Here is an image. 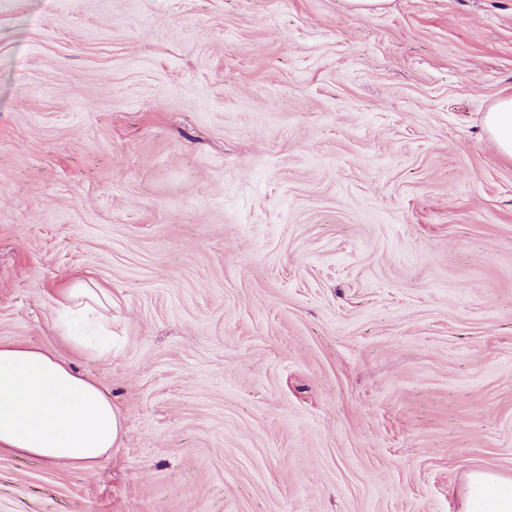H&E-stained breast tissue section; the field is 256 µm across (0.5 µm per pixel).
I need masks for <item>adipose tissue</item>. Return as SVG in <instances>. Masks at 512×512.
<instances>
[{
  "label": "adipose tissue",
  "mask_w": 512,
  "mask_h": 512,
  "mask_svg": "<svg viewBox=\"0 0 512 512\" xmlns=\"http://www.w3.org/2000/svg\"><path fill=\"white\" fill-rule=\"evenodd\" d=\"M483 124L498 153L511 160L512 96L498 98ZM108 301L103 289L82 281L66 289L56 313L75 346L111 353V336L97 329L99 309ZM122 434L119 410L95 384L49 352L0 346L1 448L89 467L108 458ZM460 512H512V479L473 472Z\"/></svg>",
  "instance_id": "ef3b65f1"
}]
</instances>
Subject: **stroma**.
Wrapping results in <instances>:
<instances>
[{
  "instance_id": "35a3bbf8",
  "label": "stroma",
  "mask_w": 512,
  "mask_h": 512,
  "mask_svg": "<svg viewBox=\"0 0 512 512\" xmlns=\"http://www.w3.org/2000/svg\"><path fill=\"white\" fill-rule=\"evenodd\" d=\"M512 0H0V344L124 417L0 512H460L512 477ZM108 288L112 354L56 321ZM483 124L498 153L512 159V96L498 98L485 112ZM460 512H512V479L490 471L473 472Z\"/></svg>"
}]
</instances>
